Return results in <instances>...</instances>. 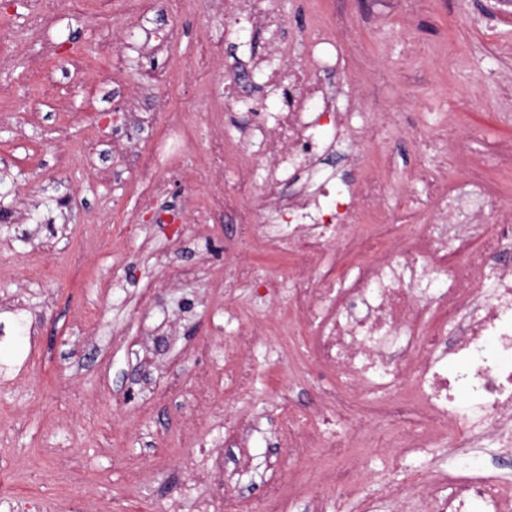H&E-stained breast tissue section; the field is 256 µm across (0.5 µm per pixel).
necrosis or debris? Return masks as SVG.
I'll return each mask as SVG.
<instances>
[{
  "mask_svg": "<svg viewBox=\"0 0 512 512\" xmlns=\"http://www.w3.org/2000/svg\"><path fill=\"white\" fill-rule=\"evenodd\" d=\"M308 48L299 63L278 41L252 61V72L278 79L282 106L252 111L249 123L216 137L207 167L194 177L207 187L209 210L234 209L249 231L246 245L227 259L225 298L257 283L255 249L292 258L287 278L268 275L260 283L269 298L285 297L292 321L310 331L315 367L337 376L335 388L320 395L319 414L367 427L330 439L320 427L289 418L292 459L305 460L321 446L336 461L308 480L312 512H343L359 493L386 512H512V477L451 474L436 465L414 492L373 476L362 455L386 449L388 469L399 472L411 456L444 444L466 450L490 443L512 452V208L479 171L465 181L445 180L447 160L423 149L416 115L413 177L423 190L411 211L425 215L423 228L379 223L381 179L319 180L323 156L338 146L360 164L379 124H354L351 113L338 110L335 89L318 78L336 65L335 37L317 31ZM314 100L320 111H309ZM160 110L157 146L191 145L183 106L164 96ZM227 164L238 173L232 200L216 180ZM155 166V155L142 157L144 209L185 174L173 155L166 177L156 176ZM492 213L496 222L486 223ZM491 336L497 346L490 351ZM462 389L470 395L464 405L457 399Z\"/></svg>",
  "mask_w": 512,
  "mask_h": 512,
  "instance_id": "obj_1",
  "label": "necrosis or debris"
}]
</instances>
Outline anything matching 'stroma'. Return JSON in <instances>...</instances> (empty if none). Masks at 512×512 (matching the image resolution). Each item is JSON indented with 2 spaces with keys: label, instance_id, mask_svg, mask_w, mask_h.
Instances as JSON below:
<instances>
[{
  "label": "stroma",
  "instance_id": "1",
  "mask_svg": "<svg viewBox=\"0 0 512 512\" xmlns=\"http://www.w3.org/2000/svg\"><path fill=\"white\" fill-rule=\"evenodd\" d=\"M33 0H0V493L68 502L70 512H166L176 496L220 497L178 462L186 449L224 457L240 512H259L265 485H299L303 468L289 461L269 421L250 449L251 465L236 477L239 448L218 421L225 410L256 416L289 389L294 414L309 417L318 387L334 374H301L311 358L307 339L282 333L280 307L250 290L224 317V263L242 236L233 213L198 223L186 198L206 204L205 190L172 185L165 207L179 224H151L137 208L138 161L153 146L151 128L121 122L119 111L149 72L168 76L172 97H195L188 113L194 141L182 157L194 168L209 154L224 123V59L261 52L268 35L241 15L193 0L186 11L162 12L140 23L112 15L96 25L93 10L74 12L66 0L38 29L25 18ZM286 43L301 48L314 27L334 29L339 64L326 74L341 90V108L362 124L372 112L394 113L383 126L385 146H373L364 170L334 159L337 177L374 175L388 186L385 211L400 219V203L416 194L406 113L419 112L431 144L456 116L496 140L512 139V0H281ZM170 41L166 53L139 50L146 35ZM118 48L113 65L123 83H99V41ZM82 48L83 78L69 57ZM211 59L200 83L186 70ZM137 218L139 230L125 228ZM179 239L177 261L204 262L189 281H171L158 253ZM84 273L72 278L74 257ZM261 323L253 379L245 391L215 384L208 403L196 385L213 362L232 369L224 343L240 325Z\"/></svg>",
  "mask_w": 512,
  "mask_h": 512
}]
</instances>
